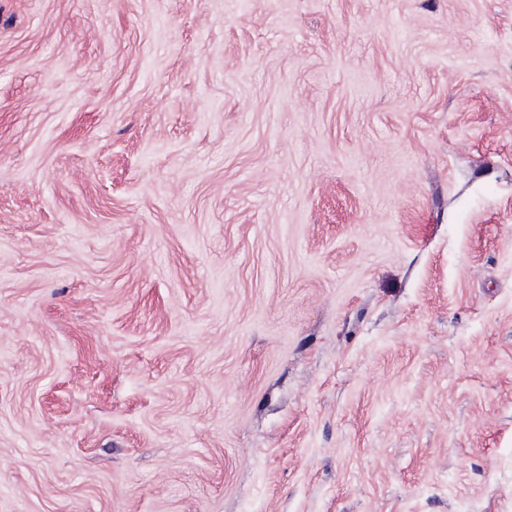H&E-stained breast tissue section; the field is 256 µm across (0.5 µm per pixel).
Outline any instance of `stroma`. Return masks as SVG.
<instances>
[{
	"mask_svg": "<svg viewBox=\"0 0 512 512\" xmlns=\"http://www.w3.org/2000/svg\"><path fill=\"white\" fill-rule=\"evenodd\" d=\"M0 512H512V0H0Z\"/></svg>",
	"mask_w": 512,
	"mask_h": 512,
	"instance_id": "1",
	"label": "stroma"
}]
</instances>
